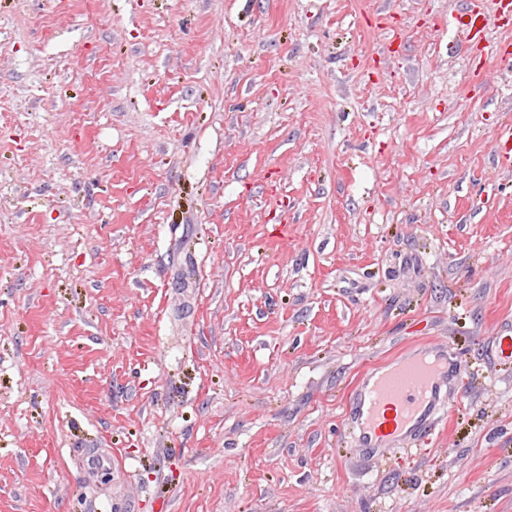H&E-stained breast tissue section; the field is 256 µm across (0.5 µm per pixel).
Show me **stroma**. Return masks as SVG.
<instances>
[{
	"label": "stroma",
	"instance_id": "1",
	"mask_svg": "<svg viewBox=\"0 0 512 512\" xmlns=\"http://www.w3.org/2000/svg\"><path fill=\"white\" fill-rule=\"evenodd\" d=\"M501 12L0 0V512H512ZM444 338L447 423L365 456L361 375ZM453 19L458 23L465 33V42L470 44L472 40H475L482 29L488 22L487 17L474 10H468L454 16Z\"/></svg>",
	"mask_w": 512,
	"mask_h": 512
}]
</instances>
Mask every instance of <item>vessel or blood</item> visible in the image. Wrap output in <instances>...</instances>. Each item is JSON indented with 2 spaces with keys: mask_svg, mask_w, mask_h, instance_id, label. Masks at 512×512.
Segmentation results:
<instances>
[{
  "mask_svg": "<svg viewBox=\"0 0 512 512\" xmlns=\"http://www.w3.org/2000/svg\"><path fill=\"white\" fill-rule=\"evenodd\" d=\"M472 41L488 22L472 10L456 15ZM462 365L452 344L411 348L381 367L368 370L357 384L349 407V426L358 447L374 450L393 444L424 443L448 411V384Z\"/></svg>",
  "mask_w": 512,
  "mask_h": 512,
  "instance_id": "obj_1",
  "label": "vessel or blood"
}]
</instances>
